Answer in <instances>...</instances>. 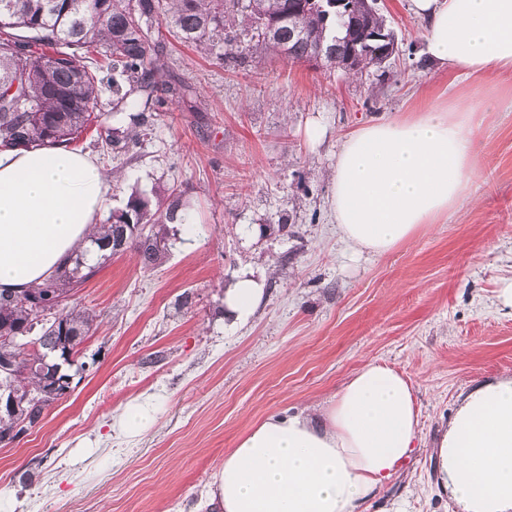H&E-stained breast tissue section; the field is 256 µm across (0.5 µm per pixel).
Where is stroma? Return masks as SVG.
<instances>
[{
  "mask_svg": "<svg viewBox=\"0 0 512 512\" xmlns=\"http://www.w3.org/2000/svg\"><path fill=\"white\" fill-rule=\"evenodd\" d=\"M383 15L400 54L356 77L260 48L229 65L156 23L150 90H102L115 145L93 128L72 144L114 177L97 223L134 196L179 200V219L163 224L156 265L129 250L77 289L94 316L86 369L0 447V512H187L244 432L324 403L369 360L410 382L421 443L366 512H456L433 444L469 392L512 378V313L497 299L512 277V109L482 112L478 174L447 220L388 254L350 256L330 205L342 138L448 95L411 0H387ZM172 74L191 102L166 91ZM130 101L144 104L140 126ZM244 271L264 296L234 324L224 294ZM144 398L153 427L119 434L115 420Z\"/></svg>",
  "mask_w": 512,
  "mask_h": 512,
  "instance_id": "stroma-1",
  "label": "stroma"
}]
</instances>
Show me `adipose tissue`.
<instances>
[{"mask_svg": "<svg viewBox=\"0 0 512 512\" xmlns=\"http://www.w3.org/2000/svg\"><path fill=\"white\" fill-rule=\"evenodd\" d=\"M424 53L453 83L512 78V0H411ZM472 105L457 92L425 108L361 125L341 142L331 205L354 255H384L447 218L478 171ZM112 177L64 145L0 148V293L51 278L87 245ZM263 285L241 274L224 303L246 321ZM420 438L409 381L370 361L327 404L268 414L225 455L208 506L217 512H362L401 473ZM445 493L461 512H512V379L469 393L438 442Z\"/></svg>", "mask_w": 512, "mask_h": 512, "instance_id": "obj_1", "label": "adipose tissue"}]
</instances>
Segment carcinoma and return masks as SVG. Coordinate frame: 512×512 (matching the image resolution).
Returning a JSON list of instances; mask_svg holds the SVG:
<instances>
[{"mask_svg":"<svg viewBox=\"0 0 512 512\" xmlns=\"http://www.w3.org/2000/svg\"><path fill=\"white\" fill-rule=\"evenodd\" d=\"M330 0H0V147H37L71 143L99 122L95 112L104 79L145 80L158 50L147 39L156 20L164 22L184 43L211 54L238 55L261 46L293 62L323 57L334 69L346 71L350 47L357 46L361 70L382 67L386 44L371 39L367 30L353 31L351 14H364L373 0H347L344 7ZM243 16L240 30L228 20ZM34 34L18 38L15 30ZM67 50H62V47ZM20 78L22 93L37 104L35 112H19L4 98L8 83ZM176 219V207L151 211L140 197L131 199L130 212L111 216L100 225L93 246L112 241L118 224L155 226ZM127 247L144 264L161 256L143 247L139 236L128 234ZM99 264L77 254L43 285L23 292L0 294V361L16 370L0 369V387L19 389L13 413H0V444H9L32 426L45 408L64 394L55 393L56 364L45 360L48 350H62L84 341L93 316L73 305L69 292L95 275ZM51 318L41 324L37 344L14 337L33 328L35 305Z\"/></svg>","mask_w":512,"mask_h":512,"instance_id":"obj_1","label":"carcinoma"}]
</instances>
